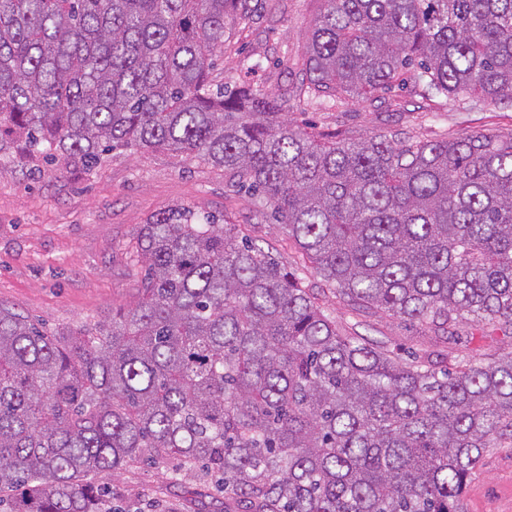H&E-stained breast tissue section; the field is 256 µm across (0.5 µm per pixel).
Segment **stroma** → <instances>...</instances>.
<instances>
[{
    "instance_id": "35a3bbf8",
    "label": "stroma",
    "mask_w": 512,
    "mask_h": 512,
    "mask_svg": "<svg viewBox=\"0 0 512 512\" xmlns=\"http://www.w3.org/2000/svg\"><path fill=\"white\" fill-rule=\"evenodd\" d=\"M321 4L248 0L247 18L232 14L226 19L224 51L216 57L213 79L272 93L294 124L329 137L512 135V103L507 101L475 107L463 98L425 94L410 83L378 100L304 93L301 56ZM178 205L240 225L313 289L320 305L343 325L403 352L417 348L419 325L339 303L301 260L287 232L263 215L254 196L228 188L223 172L155 151L116 150L94 169L77 161L0 164V305L52 330L92 324L132 305L141 275L129 245L153 213ZM461 334L455 344L433 342L432 351L456 359L512 352V334L484 325L464 327ZM167 476L166 469L145 465L132 473H101L92 481L111 486L112 505L119 512H179L190 500L195 512H224V495L216 487L200 488L190 478L172 486ZM462 506L463 512H512V448L489 450Z\"/></svg>"
}]
</instances>
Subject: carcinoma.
<instances>
[{"label": "carcinoma", "instance_id": "carcinoma-1", "mask_svg": "<svg viewBox=\"0 0 512 512\" xmlns=\"http://www.w3.org/2000/svg\"><path fill=\"white\" fill-rule=\"evenodd\" d=\"M307 92L399 80L512 102V0H323ZM244 0H0V157L163 150L259 196L338 301L512 331V137H317L211 78ZM132 256L140 297L47 332L0 306V512H112L90 477L179 461L224 512H462L512 447V353L445 364L338 326L257 243L190 207Z\"/></svg>", "mask_w": 512, "mask_h": 512}]
</instances>
